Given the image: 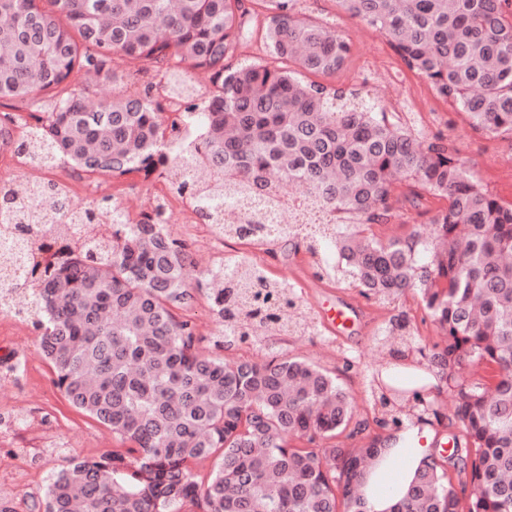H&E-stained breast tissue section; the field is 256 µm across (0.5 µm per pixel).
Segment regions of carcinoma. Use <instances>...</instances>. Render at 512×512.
<instances>
[{"label":"carcinoma","mask_w":512,"mask_h":512,"mask_svg":"<svg viewBox=\"0 0 512 512\" xmlns=\"http://www.w3.org/2000/svg\"><path fill=\"white\" fill-rule=\"evenodd\" d=\"M253 0H0V100L29 101L27 143L0 147L30 162L64 159L79 175L116 177L169 169L170 192L194 207L214 193L268 194L271 175L298 183L303 204L334 215L327 225L339 263L319 277H349L381 303L419 292L443 345L427 355L434 387L456 392L459 433L434 451L405 495L385 512H512V203L476 180L447 139L420 148L413 129L373 102L355 105L299 78L334 73L350 52L335 28L300 18L304 0H262V31L278 66H229L254 33ZM345 12L387 37L405 66L468 114L478 130L512 142V0H340ZM160 76L164 112L150 90L95 106V79L121 83L112 56ZM294 67H288V63ZM187 68L212 74L201 96ZM207 114L203 133L183 132ZM408 201L447 205L430 237L382 238L371 225L393 215V176ZM66 185L41 181L24 196L0 186V225L48 240L0 273V310L39 331L56 385L72 405L110 427L123 450L73 457L55 472L32 512H371L367 477L401 451L420 392L379 391L387 436L360 437L348 390L321 367L273 356L228 363L201 355L194 326L174 309L192 294L188 245L168 236L158 200L139 224L109 222L116 202L68 205ZM323 235L284 224L276 240L322 247ZM211 310L231 342L261 341L312 322L293 286L257 264L232 261L207 277ZM389 356L413 350L409 320H390ZM484 374L468 384L460 371ZM354 440L339 448L341 434ZM305 441L292 446L286 437ZM214 458L207 479L192 464Z\"/></svg>","instance_id":"obj_1"}]
</instances>
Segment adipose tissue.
Wrapping results in <instances>:
<instances>
[{"mask_svg": "<svg viewBox=\"0 0 512 512\" xmlns=\"http://www.w3.org/2000/svg\"><path fill=\"white\" fill-rule=\"evenodd\" d=\"M431 434L425 429H415L407 448L399 457L386 462L370 483L369 495L374 512H385L399 499L415 469L426 460L431 452Z\"/></svg>", "mask_w": 512, "mask_h": 512, "instance_id": "1", "label": "adipose tissue"}]
</instances>
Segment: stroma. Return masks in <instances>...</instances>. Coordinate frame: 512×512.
I'll use <instances>...</instances> for the list:
<instances>
[{"instance_id":"obj_1","label":"stroma","mask_w":512,"mask_h":512,"mask_svg":"<svg viewBox=\"0 0 512 512\" xmlns=\"http://www.w3.org/2000/svg\"><path fill=\"white\" fill-rule=\"evenodd\" d=\"M304 15L314 22L335 20L336 32L349 44L350 54L336 73L306 72L303 80L321 84L330 91L353 92L377 100L393 120L410 128L431 135L451 130L453 145L474 177L503 200H512L511 143L474 129L466 113L438 97L424 78L404 65L388 38L359 19L349 17L338 0H307ZM70 172V165L62 164L43 170L42 175L69 184L77 204L110 196L133 216L142 213L149 194L168 183L167 177L147 178L138 172L120 177L99 173L80 179L71 178ZM406 191V179L397 178L392 196L393 217L382 226L383 235L431 232V219L441 207V200L428 197L413 207L404 199ZM169 208L168 235L186 241L193 255L186 280L194 299L188 307L180 309L179 315L194 324L202 355L213 354L211 338L219 331L210 309L207 272L244 255L254 256L271 278L298 288L313 318H320L324 303L338 298L362 310L364 322L343 337L326 332L312 338L291 332L278 347L282 356L303 359L334 371L348 388L358 417L373 416L363 389V374L379 363L381 353L376 338L393 316L407 314L424 344L431 346L441 340L440 329L427 317L414 294L383 305L362 297L349 280L318 278L319 264L336 262L334 247L313 255L305 248L294 249L276 242L257 251L236 239L215 238L207 225L188 223L187 205L179 198H170ZM12 361L20 363L21 375L15 383L0 384V410L24 406L30 425L19 430L13 441L0 444V458L13 468L9 476L0 470V482H11L15 512H31L32 500L42 496L51 473L65 467L70 457H98L119 449L121 443L109 428L72 406L56 386L54 368L43 356L31 323L0 315V370ZM50 436L63 443L62 452L46 457L41 464L30 465V455L40 450Z\"/></svg>"}]
</instances>
